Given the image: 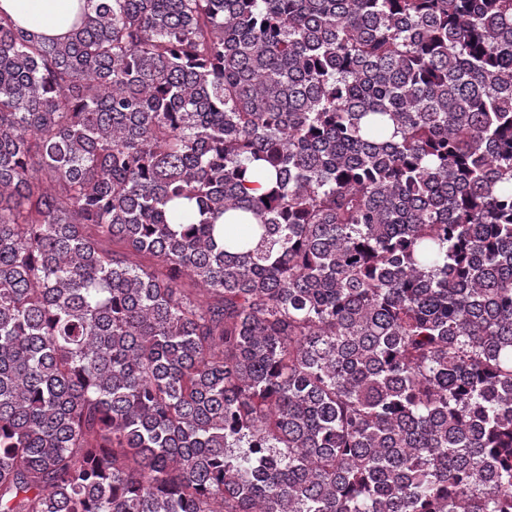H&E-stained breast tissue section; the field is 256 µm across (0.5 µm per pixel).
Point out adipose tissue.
<instances>
[{
	"label": "adipose tissue",
	"mask_w": 512,
	"mask_h": 512,
	"mask_svg": "<svg viewBox=\"0 0 512 512\" xmlns=\"http://www.w3.org/2000/svg\"><path fill=\"white\" fill-rule=\"evenodd\" d=\"M80 6L81 0H0V11L22 28L50 38L69 33Z\"/></svg>",
	"instance_id": "ef3b65f1"
}]
</instances>
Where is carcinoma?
<instances>
[{
  "label": "carcinoma",
  "mask_w": 512,
  "mask_h": 512,
  "mask_svg": "<svg viewBox=\"0 0 512 512\" xmlns=\"http://www.w3.org/2000/svg\"><path fill=\"white\" fill-rule=\"evenodd\" d=\"M87 2L0 13V512H512V0ZM80 0H0V10L24 29L50 38H63L76 21Z\"/></svg>",
  "instance_id": "1"
}]
</instances>
